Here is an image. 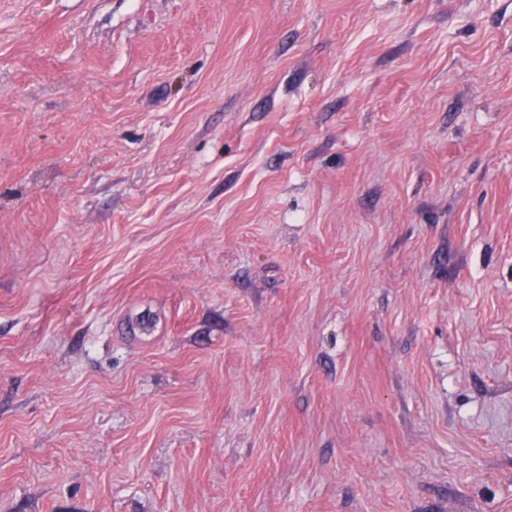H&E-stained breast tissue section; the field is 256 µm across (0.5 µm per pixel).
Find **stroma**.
Segmentation results:
<instances>
[{
    "label": "stroma",
    "mask_w": 512,
    "mask_h": 512,
    "mask_svg": "<svg viewBox=\"0 0 512 512\" xmlns=\"http://www.w3.org/2000/svg\"><path fill=\"white\" fill-rule=\"evenodd\" d=\"M0 512H512V0H0Z\"/></svg>",
    "instance_id": "1"
}]
</instances>
